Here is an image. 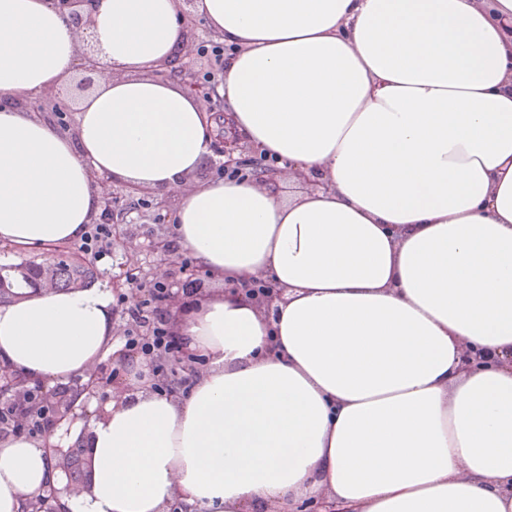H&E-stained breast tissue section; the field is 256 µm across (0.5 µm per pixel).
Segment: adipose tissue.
<instances>
[{"instance_id": "ef3b65f1", "label": "adipose tissue", "mask_w": 512, "mask_h": 512, "mask_svg": "<svg viewBox=\"0 0 512 512\" xmlns=\"http://www.w3.org/2000/svg\"><path fill=\"white\" fill-rule=\"evenodd\" d=\"M236 51L218 88L276 188L191 181L214 156L205 102L154 75L189 51L180 0H0V246L55 248L101 212L93 174L179 194L173 239L218 280L255 276L271 315L216 295L177 332L205 362L178 395L130 372L99 412L0 441V512L61 480L63 512H252L318 490L342 512H512V370L457 374L459 341L512 349V42L475 0H195ZM106 65L73 131L20 96ZM326 189L300 191V176ZM112 290L22 288L0 363L89 380L114 353ZM94 56V47L89 44V42H87L86 45L83 46L81 52L80 60L82 62L79 65L82 68L83 76L81 81L76 86L78 91H83L87 88H90V86L94 83L95 76L99 74V63ZM58 465L63 468L70 481L84 486L88 481V461L85 448H69L58 457Z\"/></svg>"}]
</instances>
